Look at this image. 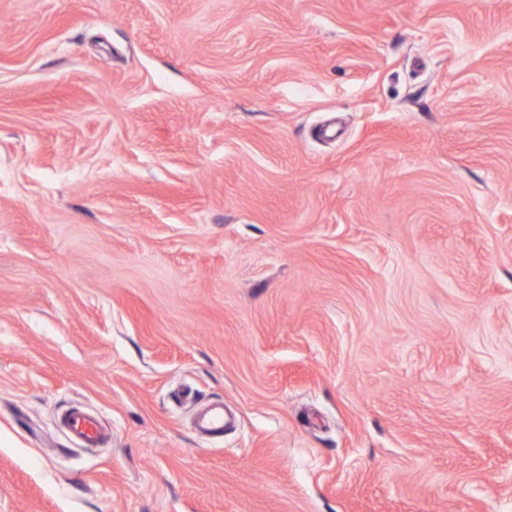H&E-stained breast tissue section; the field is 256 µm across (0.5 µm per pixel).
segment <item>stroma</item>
<instances>
[{"instance_id": "obj_1", "label": "stroma", "mask_w": 512, "mask_h": 512, "mask_svg": "<svg viewBox=\"0 0 512 512\" xmlns=\"http://www.w3.org/2000/svg\"><path fill=\"white\" fill-rule=\"evenodd\" d=\"M0 512H512V0H0ZM65 423L69 432L83 445L96 446L101 439L100 424L94 417L71 412L66 415Z\"/></svg>"}]
</instances>
